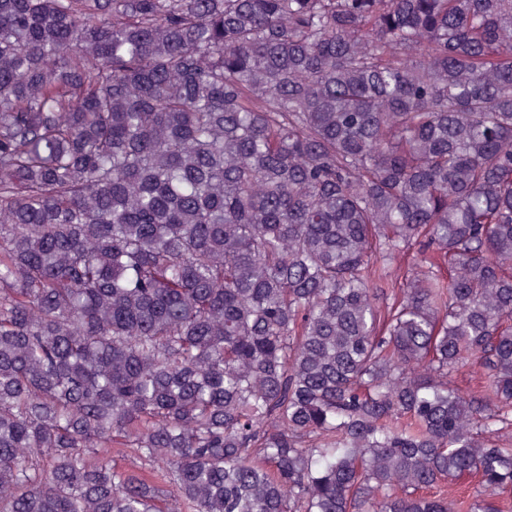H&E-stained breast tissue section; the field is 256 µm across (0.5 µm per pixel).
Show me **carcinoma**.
I'll return each mask as SVG.
<instances>
[{"label":"carcinoma","mask_w":512,"mask_h":512,"mask_svg":"<svg viewBox=\"0 0 512 512\" xmlns=\"http://www.w3.org/2000/svg\"><path fill=\"white\" fill-rule=\"evenodd\" d=\"M509 425L512 0H0V512H508Z\"/></svg>","instance_id":"cac0c4a2"}]
</instances>
